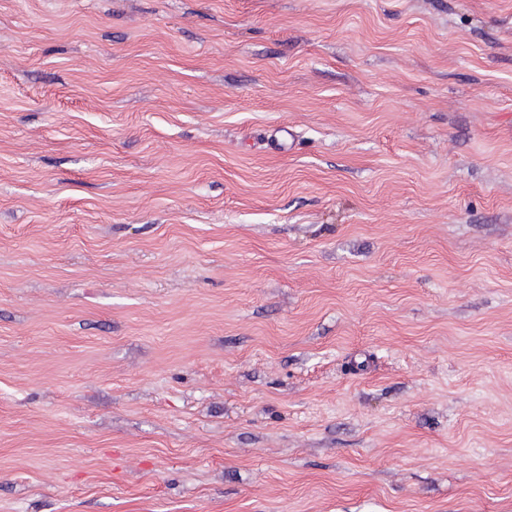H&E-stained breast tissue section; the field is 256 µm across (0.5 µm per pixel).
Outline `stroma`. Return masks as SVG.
I'll return each mask as SVG.
<instances>
[{
  "mask_svg": "<svg viewBox=\"0 0 512 512\" xmlns=\"http://www.w3.org/2000/svg\"><path fill=\"white\" fill-rule=\"evenodd\" d=\"M0 512H512V0H0Z\"/></svg>",
  "mask_w": 512,
  "mask_h": 512,
  "instance_id": "stroma-1",
  "label": "stroma"
}]
</instances>
